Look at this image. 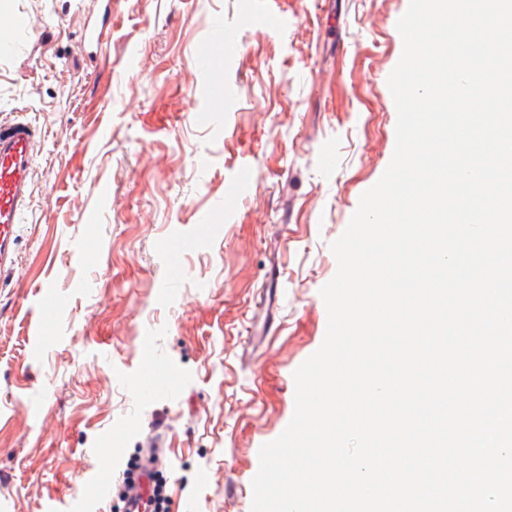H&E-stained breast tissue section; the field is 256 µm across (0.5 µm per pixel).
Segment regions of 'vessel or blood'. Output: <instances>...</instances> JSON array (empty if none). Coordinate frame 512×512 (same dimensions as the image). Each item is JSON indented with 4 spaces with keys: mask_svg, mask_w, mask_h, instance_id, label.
Masks as SVG:
<instances>
[{
    "mask_svg": "<svg viewBox=\"0 0 512 512\" xmlns=\"http://www.w3.org/2000/svg\"><path fill=\"white\" fill-rule=\"evenodd\" d=\"M40 133L24 119L0 120V273L16 268V228L29 208Z\"/></svg>",
    "mask_w": 512,
    "mask_h": 512,
    "instance_id": "obj_1",
    "label": "vessel or blood"
}]
</instances>
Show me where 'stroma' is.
<instances>
[{
    "label": "stroma",
    "instance_id": "stroma-1",
    "mask_svg": "<svg viewBox=\"0 0 512 512\" xmlns=\"http://www.w3.org/2000/svg\"><path fill=\"white\" fill-rule=\"evenodd\" d=\"M408 4L9 0L33 24L0 46V120L25 113L42 138L18 270L0 275V512L72 488L110 512L150 452L171 512H251L259 450L326 333L330 244L394 152Z\"/></svg>",
    "mask_w": 512,
    "mask_h": 512
}]
</instances>
